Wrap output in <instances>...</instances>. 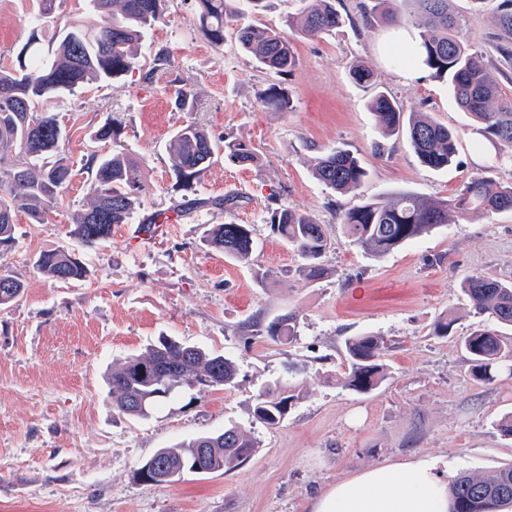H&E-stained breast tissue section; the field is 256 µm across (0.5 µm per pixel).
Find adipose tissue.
Masks as SVG:
<instances>
[{
    "label": "adipose tissue",
    "mask_w": 512,
    "mask_h": 512,
    "mask_svg": "<svg viewBox=\"0 0 512 512\" xmlns=\"http://www.w3.org/2000/svg\"><path fill=\"white\" fill-rule=\"evenodd\" d=\"M448 467L414 457L383 464L336 482L312 512H448Z\"/></svg>",
    "instance_id": "obj_1"
}]
</instances>
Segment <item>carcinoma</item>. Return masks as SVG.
I'll use <instances>...</instances> for the list:
<instances>
[{
  "instance_id": "cac0c4a2",
  "label": "carcinoma",
  "mask_w": 512,
  "mask_h": 512,
  "mask_svg": "<svg viewBox=\"0 0 512 512\" xmlns=\"http://www.w3.org/2000/svg\"><path fill=\"white\" fill-rule=\"evenodd\" d=\"M413 4L405 16L400 4ZM167 0H88L101 18L88 27L61 17L65 0H36L30 18L31 37L18 50L15 62H0V255L14 243L17 213L44 223L57 207L73 180V169L63 154L66 139L57 115L38 111L41 102L76 91L90 82L112 84L137 65L136 47L148 29L160 22ZM200 31L214 46L224 43V25L245 10H256L263 0H193ZM300 8L288 17V28L302 37L332 32L345 25L348 16L336 0H298ZM367 26L407 21L419 29V53L414 61L448 83L457 106L474 117L482 136L494 149L495 164L471 179L448 200H426L402 192L385 201L367 202L339 217L344 235L376 257L442 224H454L474 212H512V183L498 181L495 165L512 162V100L501 97L494 70L477 52L455 36L463 19L448 8V0H370L360 4ZM494 39L499 47L512 45V0H501L495 16ZM50 33L42 46L38 33ZM242 49L263 69L286 76L296 66L291 41L269 28L244 25L238 30ZM354 83L373 89L369 108L384 138L403 136L419 163L433 169L448 167L456 158L454 133L426 112H405L399 102L378 82L369 66L350 67ZM262 108L287 112L293 108L288 88L271 83L258 92ZM176 185L189 191L213 165L214 158L251 167L258 161L255 149L242 140L219 142L202 127L186 125L176 130L166 146ZM91 199L87 207L71 215L70 234L92 247L112 237V225L125 224L146 191L142 164L136 158L114 151L90 155ZM312 177L325 187L346 193L357 189L368 175L361 160L350 150L333 148L315 159ZM270 232L296 250L301 258L297 275L310 282L324 278L323 258L330 249L324 225L311 215L276 208L265 220ZM209 246L224 257L246 263L254 248L249 224H215ZM33 267L41 276L61 282L80 281L87 268L64 249L40 253ZM471 306L488 316L490 323L462 337L472 375L486 382L495 380L500 362L512 356V344L504 341L500 328L512 327V283L486 274L468 277L461 284ZM25 291L22 279L0 274V308L19 301ZM256 334H265L283 345L297 336V315L288 313L268 324H256ZM385 342L373 335L346 341L347 369L342 387L360 393L379 388L390 373L382 358ZM236 366L224 354L205 351L172 337L161 336L145 352L128 357L112 370V405L132 418H146L179 389L200 394L235 385ZM299 398L297 388L279 380L256 395L253 418L268 426L282 422ZM206 452H201V449ZM255 441L238 426L204 433L188 442L158 448L141 460L134 477L157 484L187 474H210L231 470L253 454ZM449 512H503L512 506V466L484 477L465 473L448 488Z\"/></svg>"
}]
</instances>
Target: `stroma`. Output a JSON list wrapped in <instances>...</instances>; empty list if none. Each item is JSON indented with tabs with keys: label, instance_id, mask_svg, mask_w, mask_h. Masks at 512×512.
I'll return each mask as SVG.
<instances>
[{
	"label": "stroma",
	"instance_id": "1",
	"mask_svg": "<svg viewBox=\"0 0 512 512\" xmlns=\"http://www.w3.org/2000/svg\"><path fill=\"white\" fill-rule=\"evenodd\" d=\"M500 0H451L465 19L459 39L496 70L503 99L512 100V61L494 48L492 16ZM33 0H0V52L17 51L30 35ZM296 0H264L224 28L213 46L197 27L192 0H168L163 21L138 49V63L120 82L93 84L42 111L56 113L76 175L46 223L16 216V242L0 272L23 279L26 292L0 310V512H311L314 499L363 469L410 456L447 461L452 475H491L512 464V435L501 420L512 414V358L495 381L474 379L460 347L488 321L461 291L483 273L512 282V212L474 214L436 228L382 257L346 238L341 211L408 191L426 199L452 198L491 162L475 146L470 116L447 85L422 67L395 63L404 44L389 26L345 24L315 37H292L297 63L288 76L258 68L241 50L240 26L285 29ZM172 49L174 64L154 66ZM374 68L405 110L429 112L457 141L454 164L422 166L405 138H382L349 67ZM284 82L288 112H268L257 92ZM182 88L194 111L175 108ZM119 133L109 148L138 158L149 186L129 223L109 241L83 245L69 234L70 214L90 199L83 165L100 148L93 133L105 122ZM197 124L212 137L249 142L261 164L216 162L191 191L176 189L165 153L172 132ZM343 147L368 171L361 186L340 195L317 182L311 164ZM240 194L238 207L198 209V200ZM312 215L332 246L323 259L328 277L310 283L294 270L297 252L274 237L268 209ZM163 211L165 233L139 226ZM249 224L256 250L250 263L225 260L208 246L212 225ZM65 249L89 268L86 279L55 282L32 267L36 254ZM295 312L298 336L283 346L249 330ZM446 315L449 335L434 333ZM166 334L223 352L237 367L236 385L160 405L149 418L112 408L107 378L113 366ZM381 337L390 377L363 394L344 389V343ZM282 379L300 398L270 428L254 420L252 398ZM236 424L257 448L244 464L166 485L136 481L137 464L155 449Z\"/></svg>",
	"mask_w": 512,
	"mask_h": 512
}]
</instances>
